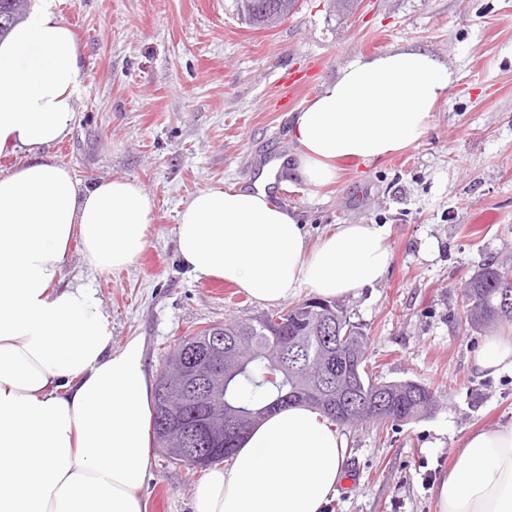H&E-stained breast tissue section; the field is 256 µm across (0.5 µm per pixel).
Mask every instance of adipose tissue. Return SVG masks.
<instances>
[{"instance_id": "1", "label": "adipose tissue", "mask_w": 512, "mask_h": 512, "mask_svg": "<svg viewBox=\"0 0 512 512\" xmlns=\"http://www.w3.org/2000/svg\"><path fill=\"white\" fill-rule=\"evenodd\" d=\"M456 71L399 48L358 57L296 112L291 171L319 187L342 159L419 142ZM85 81L77 40L49 0L0 38V154L31 158L0 176V512H142L152 382L143 343L112 346L95 293L61 284L72 239L101 270L136 263L153 202L137 181L81 184L43 147L72 132ZM278 164L252 187L200 190L179 214L178 255L261 303L333 300L383 277L389 251L373 224H340L309 247L296 212L275 206ZM474 365L512 374V340L487 339ZM348 440L320 411L281 408L210 469L194 512H325ZM440 512H512V426L469 432L438 486Z\"/></svg>"}]
</instances>
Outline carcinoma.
<instances>
[{
  "label": "carcinoma",
  "instance_id": "obj_1",
  "mask_svg": "<svg viewBox=\"0 0 512 512\" xmlns=\"http://www.w3.org/2000/svg\"><path fill=\"white\" fill-rule=\"evenodd\" d=\"M31 0H0V38L16 22L30 14ZM238 12L255 28L264 27L262 0H237ZM466 323L473 328H486L496 323H512V287H507L506 270L492 264L482 268L463 289ZM329 315L335 324L333 354L327 353V342L316 330L320 317ZM215 329L224 341L247 339L251 348L246 364L235 373H226L224 407L252 415V420L236 430L226 429L222 438L212 434L198 441L199 453L207 456L200 462L192 456L168 454L170 462L191 469H205L231 457L244 435L261 417L288 404H304L321 411L331 421L354 426L363 421L379 423L407 422L429 412L435 394L424 383L415 381L382 382L367 370V335L351 321L346 311L333 301L309 298L302 303L250 318L203 327L195 335L181 339L166 362L156 383L153 407V432L158 445H163L162 398L160 389L170 376L176 360L205 351L206 337ZM325 368L338 387L330 393L317 394L304 385L310 370ZM347 390L353 396L357 414L336 413V394ZM174 410L188 421L213 417L214 407L196 400L181 401L172 395L167 399Z\"/></svg>",
  "mask_w": 512,
  "mask_h": 512
}]
</instances>
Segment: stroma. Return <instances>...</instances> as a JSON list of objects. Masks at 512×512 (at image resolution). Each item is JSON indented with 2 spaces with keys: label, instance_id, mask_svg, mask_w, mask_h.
<instances>
[{
  "label": "stroma",
  "instance_id": "35a3bbf8",
  "mask_svg": "<svg viewBox=\"0 0 512 512\" xmlns=\"http://www.w3.org/2000/svg\"><path fill=\"white\" fill-rule=\"evenodd\" d=\"M80 48L85 83L73 129L49 155L84 184L127 178L154 201L138 262L100 271L72 242L62 282L96 292L112 345L144 341L150 379L181 337L269 306L233 284L223 291L181 264L178 214L200 190L248 186L265 164L292 154V112L282 75L316 87L358 56L424 49L458 73L406 150L339 166L321 188L289 176L280 207L296 211L310 243L340 224H376L391 258L382 281L342 298L368 336L381 381L429 385L436 407L409 423L345 427L344 481L326 512H439L437 488L470 431L512 425V376L473 368L489 336L462 319V288L481 267L512 254V0H360L352 13L299 0L270 30L250 28L235 0H52ZM205 475L153 452L143 512H194Z\"/></svg>",
  "mask_w": 512,
  "mask_h": 512
}]
</instances>
